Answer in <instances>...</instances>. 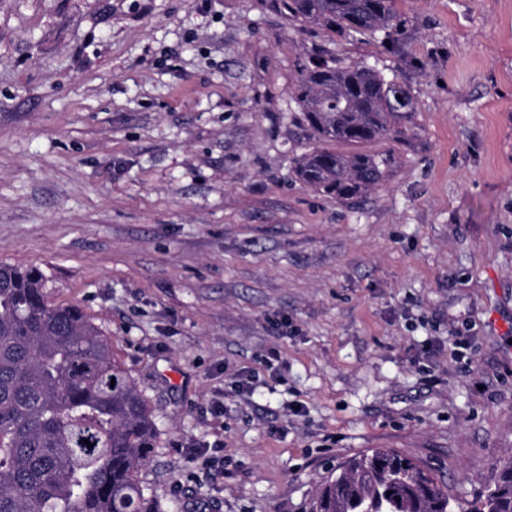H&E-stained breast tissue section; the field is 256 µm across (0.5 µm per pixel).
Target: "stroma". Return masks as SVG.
Returning <instances> with one entry per match:
<instances>
[{
    "label": "stroma",
    "instance_id": "stroma-1",
    "mask_svg": "<svg viewBox=\"0 0 512 512\" xmlns=\"http://www.w3.org/2000/svg\"><path fill=\"white\" fill-rule=\"evenodd\" d=\"M394 10L387 43L279 0H0V264L111 340L162 512H306L372 448L464 512L512 459V0ZM322 51L413 99L355 200L293 175Z\"/></svg>",
    "mask_w": 512,
    "mask_h": 512
}]
</instances>
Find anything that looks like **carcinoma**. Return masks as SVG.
Masks as SVG:
<instances>
[{
    "label": "carcinoma",
    "mask_w": 512,
    "mask_h": 512,
    "mask_svg": "<svg viewBox=\"0 0 512 512\" xmlns=\"http://www.w3.org/2000/svg\"><path fill=\"white\" fill-rule=\"evenodd\" d=\"M280 3L291 17L343 38L393 35L394 0ZM291 96L320 142L296 160L297 180L339 200L383 180L384 161L361 146L400 133L413 111L405 88L374 68L317 55ZM156 436L145 399L82 309L49 305L39 270L0 265V512H155L137 473ZM449 506L436 474L392 448H372L340 466L308 512ZM463 512H512V459Z\"/></svg>",
    "instance_id": "obj_1"
}]
</instances>
